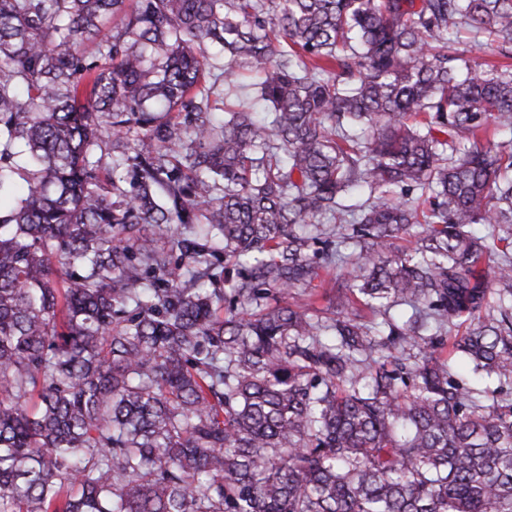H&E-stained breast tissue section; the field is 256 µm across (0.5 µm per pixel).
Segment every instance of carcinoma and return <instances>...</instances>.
<instances>
[{
    "label": "carcinoma",
    "instance_id": "carcinoma-1",
    "mask_svg": "<svg viewBox=\"0 0 512 512\" xmlns=\"http://www.w3.org/2000/svg\"><path fill=\"white\" fill-rule=\"evenodd\" d=\"M460 27L512 56V0H0V512H512V67Z\"/></svg>",
    "mask_w": 512,
    "mask_h": 512
}]
</instances>
